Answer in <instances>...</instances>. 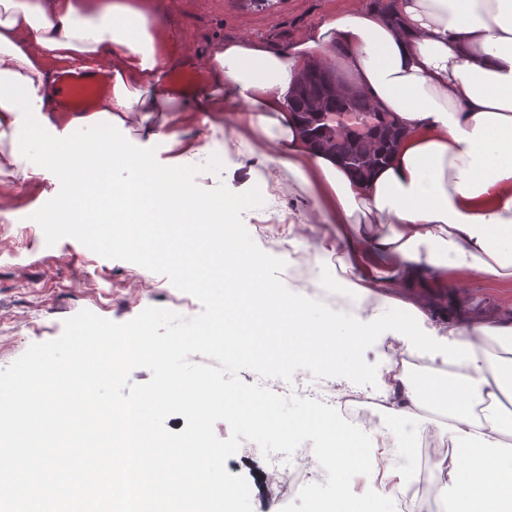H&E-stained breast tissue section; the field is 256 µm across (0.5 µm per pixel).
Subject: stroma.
Instances as JSON below:
<instances>
[{
	"instance_id": "obj_1",
	"label": "stroma",
	"mask_w": 512,
	"mask_h": 512,
	"mask_svg": "<svg viewBox=\"0 0 512 512\" xmlns=\"http://www.w3.org/2000/svg\"><path fill=\"white\" fill-rule=\"evenodd\" d=\"M377 0H152L159 34L167 55L182 66L188 57L205 55L218 41L249 36L279 46L302 42L315 25L339 9H367ZM188 138L203 151L191 157L194 165L204 164L212 154L224 162L221 174L200 173L198 184L206 189L225 184L242 192L258 184L262 165L253 170L240 168L241 146L237 136L211 135L205 127H187ZM14 191L0 195V329L12 331L15 353L23 355L35 343L59 337L65 319L84 309L114 322L137 316L144 305L173 310L190 318L200 313V302L177 290L162 274L150 273L154 291L146 304L132 303L130 262L107 259L76 239L66 237L47 245L32 214L60 190L53 173L33 179L13 176ZM245 226L264 252L282 257L291 237L275 215L252 211ZM429 307L440 316L454 320L512 322V285L488 279H473L463 289L451 282H429L424 290ZM448 474L440 459H430L424 471L409 470L406 480H388L385 489L394 500L435 502Z\"/></svg>"
}]
</instances>
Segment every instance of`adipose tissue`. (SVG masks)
I'll list each match as a JSON object with an SVG mask.
<instances>
[{"mask_svg": "<svg viewBox=\"0 0 512 512\" xmlns=\"http://www.w3.org/2000/svg\"><path fill=\"white\" fill-rule=\"evenodd\" d=\"M393 10L333 12L290 47L249 37L218 43L203 59L212 82L186 101L164 85L169 60L144 0H0V144L9 146L0 167L27 178L54 171L75 186L108 172L192 205L197 192L180 159L163 165L133 152V137L182 147L188 112L212 133L237 131L274 190L285 171L313 200L299 230L329 227L315 251L335 254L341 274L319 287L380 298L367 319L356 304L337 307V335L356 345L414 337L410 354L464 378L463 390L448 393L454 452L440 492L448 512H463L467 498L512 512L511 500L492 497L508 481L498 462L512 457V443L494 416L475 411L485 401L512 403V325L436 327L423 296L411 292L427 277L512 284V0H396ZM336 44L344 49L339 91L366 94L404 129L390 160L365 179L311 147L292 109L302 72ZM57 64L104 72L110 90L93 113L62 116ZM492 340L504 343L503 355L488 353ZM377 380L390 406L385 434L423 428L418 409L438 395L436 382L417 379L392 352Z\"/></svg>", "mask_w": 512, "mask_h": 512, "instance_id": "adipose-tissue-1", "label": "adipose tissue"}]
</instances>
